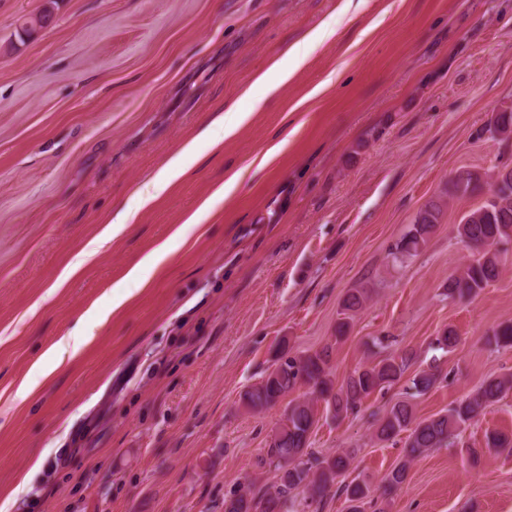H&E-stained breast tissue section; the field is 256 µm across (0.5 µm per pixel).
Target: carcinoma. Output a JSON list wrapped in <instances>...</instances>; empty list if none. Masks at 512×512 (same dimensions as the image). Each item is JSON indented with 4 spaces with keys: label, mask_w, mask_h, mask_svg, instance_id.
<instances>
[{
    "label": "carcinoma",
    "mask_w": 512,
    "mask_h": 512,
    "mask_svg": "<svg viewBox=\"0 0 512 512\" xmlns=\"http://www.w3.org/2000/svg\"><path fill=\"white\" fill-rule=\"evenodd\" d=\"M487 132L494 138H512V110L496 113ZM481 191L480 176L473 170L457 172L448 187V198L463 199ZM444 205L431 201L418 213L415 224L395 244L391 255L403 259L417 255L429 236L440 224ZM460 241L473 250L472 259L458 274L448 278V297L478 296L498 279L502 259L496 246L512 239V166H501L495 185L482 206L469 211L457 226ZM365 293L356 289L342 305V318L336 326V338L345 337L351 321L364 307ZM488 343L497 348H512V322L494 330ZM412 354L390 352L382 359L354 372L340 388H334L329 352L280 357L275 367L243 395V403L255 412L267 410L300 387L326 404L332 418L339 419L354 413L373 393L397 384L410 367ZM438 371H421L411 379V388L421 394L437 381ZM512 391V379L490 377L444 414L420 419L407 401L394 404L379 420L376 437L388 441L406 433L405 460L384 478V491L402 485L410 464L432 448H440L456 437V433L482 414L484 409ZM318 422L317 410L311 399L288 402L281 423L271 436L266 454L259 465L274 474V482L259 490L253 485L237 487L224 497V512H296L293 491L302 487L308 499L318 505L332 491L345 496L348 512H363L372 504L370 488L365 483L336 485V478L351 464L348 453L316 457L308 451L309 437Z\"/></svg>",
    "instance_id": "carcinoma-1"
}]
</instances>
